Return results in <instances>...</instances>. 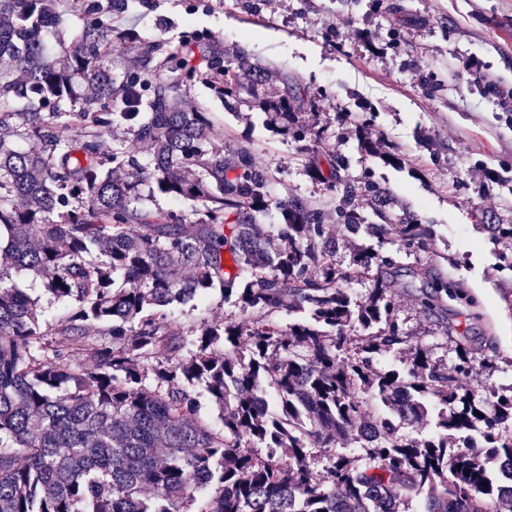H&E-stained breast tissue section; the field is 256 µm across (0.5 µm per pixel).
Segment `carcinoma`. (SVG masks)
Instances as JSON below:
<instances>
[{
    "mask_svg": "<svg viewBox=\"0 0 512 512\" xmlns=\"http://www.w3.org/2000/svg\"><path fill=\"white\" fill-rule=\"evenodd\" d=\"M136 2L77 4L83 26L61 67L45 37L64 23L50 0H0V282L8 268L27 271L68 308L54 329L66 349H51L38 299L0 285V512H402L415 498L422 512H512L494 471L495 460L512 459V386L471 384L481 360L452 322L438 334L458 348L454 371L407 345L393 260L361 248L343 270L325 232L329 213L289 198L279 205L283 244L271 246L257 223L271 172L214 134L188 82L202 76L229 110L243 95L262 103L268 123L298 143L311 179L337 193L349 232L396 230L416 253L430 249V225L390 213L371 175H342L343 161L317 149L319 124L263 103V69L243 82L223 53L196 56L203 38L160 53L103 19ZM128 42L140 59L120 77L109 60ZM117 125L148 160L108 139ZM138 172L150 194L187 208H144ZM361 204L382 223H360ZM480 228L512 241L511 224ZM429 272L412 275L435 312L448 281L429 283ZM349 273L373 282L360 302L339 285ZM213 290L235 300L240 317L203 326L195 350L177 357L184 339L168 307ZM283 311L303 318L284 325ZM162 349L170 357L143 364ZM391 352L405 355L402 368L379 364ZM150 374L152 389L143 385ZM197 385L221 427L198 416ZM403 390L412 396L404 414ZM373 400L410 425L429 417L433 428L400 435ZM339 437L352 448L332 456L321 479L312 449Z\"/></svg>",
    "mask_w": 512,
    "mask_h": 512,
    "instance_id": "1",
    "label": "carcinoma"
}]
</instances>
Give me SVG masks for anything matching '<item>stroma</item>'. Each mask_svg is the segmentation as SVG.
<instances>
[{"label": "stroma", "instance_id": "1", "mask_svg": "<svg viewBox=\"0 0 512 512\" xmlns=\"http://www.w3.org/2000/svg\"><path fill=\"white\" fill-rule=\"evenodd\" d=\"M113 25L163 50L187 36H211L226 59L270 69V97L301 84L300 121L327 129L321 152L341 158L351 180L372 176L391 211L431 225L442 255L438 274L471 297L467 304L446 298L444 312L488 361L474 385L512 386V271L499 265L512 244L492 242L484 230L512 225V0H138ZM471 61L477 71L465 70ZM188 96L211 112L225 142L247 145L271 171V206L261 219L270 236L282 222L277 205L289 196L334 212L335 196L311 181L296 143L272 130L257 104L229 112L200 78ZM362 110L375 113L373 125L341 119ZM453 257L461 265H450ZM394 302L411 343L454 368L458 355L417 291L396 287ZM170 314L186 337L237 308L214 291L171 306Z\"/></svg>", "mask_w": 512, "mask_h": 512}]
</instances>
